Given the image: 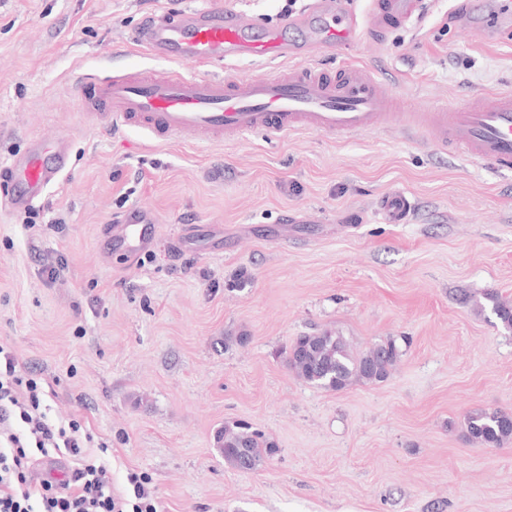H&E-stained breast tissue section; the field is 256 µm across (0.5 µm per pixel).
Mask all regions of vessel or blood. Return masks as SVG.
<instances>
[{
    "instance_id": "obj_1",
    "label": "vessel or blood",
    "mask_w": 512,
    "mask_h": 512,
    "mask_svg": "<svg viewBox=\"0 0 512 512\" xmlns=\"http://www.w3.org/2000/svg\"><path fill=\"white\" fill-rule=\"evenodd\" d=\"M427 8L426 0H371L366 12L338 13L324 0H314L305 12L265 28L224 5L166 10L151 16L136 35L149 56L228 65L251 58L282 63V71L243 79L145 69L106 79L86 73L76 83L89 118L102 115L161 142L193 137L221 143L252 134L281 140L302 130L350 136L398 119L413 132H427L441 147L463 151L493 170L512 171V89L461 108L436 103L420 111L387 92L367 66L345 64L330 77L306 63L308 57L356 42L363 33L381 35L394 26H412ZM69 161L67 140L32 138L26 154L0 167L7 183L0 206L28 207L60 181ZM411 210L409 197L399 190L384 196L380 206L390 224L406 223ZM155 236L156 217L141 207L101 231L109 253L148 249Z\"/></svg>"
}]
</instances>
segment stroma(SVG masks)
Returning a JSON list of instances; mask_svg holds the SVG:
<instances>
[{"instance_id": "1", "label": "stroma", "mask_w": 512, "mask_h": 512, "mask_svg": "<svg viewBox=\"0 0 512 512\" xmlns=\"http://www.w3.org/2000/svg\"><path fill=\"white\" fill-rule=\"evenodd\" d=\"M466 1L491 2L434 0L311 62L368 65L420 109L512 87V19L481 27ZM214 2L0 0V162L36 135L71 144L57 185L0 208V344L41 379L52 421L93 434L113 493L146 473L159 512H512V444L464 428L472 410L512 412V334L481 306L512 301V171L398 121L158 145L85 120L76 74L167 68L134 46L141 24ZM398 188L414 212L384 223ZM135 206L156 214L157 244L103 258L100 225ZM326 328L403 354L384 382L318 388L286 357ZM235 422L276 444L257 471L214 445Z\"/></svg>"}]
</instances>
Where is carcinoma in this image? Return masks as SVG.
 <instances>
[{
	"label": "carcinoma",
	"mask_w": 512,
	"mask_h": 512,
	"mask_svg": "<svg viewBox=\"0 0 512 512\" xmlns=\"http://www.w3.org/2000/svg\"><path fill=\"white\" fill-rule=\"evenodd\" d=\"M491 313L501 327L512 332V301L485 294ZM402 356L393 338L380 341L364 351L351 349L348 342L331 329L296 337L287 356V365L299 378L329 391H341L356 382L385 381ZM470 442L485 448H501L512 443V421L499 409H477L465 418ZM224 461L240 468L248 460L250 470L259 469L276 451V444L264 433L244 423L226 425L215 437Z\"/></svg>",
	"instance_id": "1"
}]
</instances>
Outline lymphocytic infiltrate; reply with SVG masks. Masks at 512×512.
I'll return each mask as SVG.
<instances>
[{"label": "lymphocytic infiltrate", "instance_id": "1", "mask_svg": "<svg viewBox=\"0 0 512 512\" xmlns=\"http://www.w3.org/2000/svg\"><path fill=\"white\" fill-rule=\"evenodd\" d=\"M41 383L20 373L7 346L0 345V512H158L157 501L145 475L131 472L127 487L116 494L103 462L83 456L92 440L80 421H49ZM19 421L25 434L11 423ZM66 449L76 466L70 480L32 483L33 452Z\"/></svg>", "mask_w": 512, "mask_h": 512}]
</instances>
